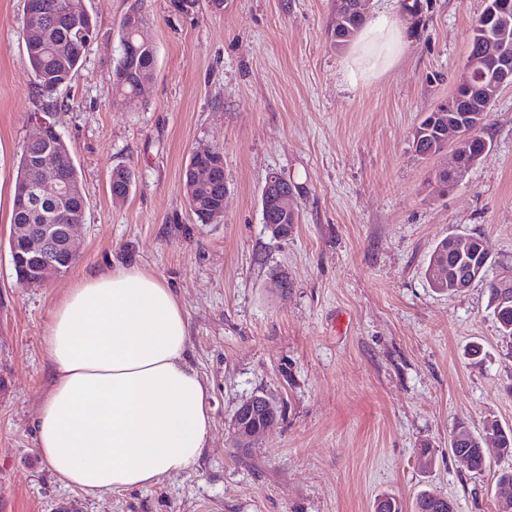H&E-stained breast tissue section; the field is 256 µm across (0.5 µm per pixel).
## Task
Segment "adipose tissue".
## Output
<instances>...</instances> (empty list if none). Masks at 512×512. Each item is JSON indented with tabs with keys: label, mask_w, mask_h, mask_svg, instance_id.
Instances as JSON below:
<instances>
[{
	"label": "adipose tissue",
	"mask_w": 512,
	"mask_h": 512,
	"mask_svg": "<svg viewBox=\"0 0 512 512\" xmlns=\"http://www.w3.org/2000/svg\"><path fill=\"white\" fill-rule=\"evenodd\" d=\"M405 47L398 18L367 17L346 80L377 78ZM188 336L173 288L136 266L86 274L68 290L44 339L51 384L35 419L36 451L60 483L96 496L150 487L197 463L212 416Z\"/></svg>",
	"instance_id": "1"
}]
</instances>
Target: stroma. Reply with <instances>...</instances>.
<instances>
[{"instance_id":"1","label":"stroma","mask_w":512,"mask_h":512,"mask_svg":"<svg viewBox=\"0 0 512 512\" xmlns=\"http://www.w3.org/2000/svg\"><path fill=\"white\" fill-rule=\"evenodd\" d=\"M26 0H0V512H374L391 495L410 512L420 491L456 512H496V474L451 452L457 423L512 428V339L488 307L512 271V87L489 114L485 157L445 190L441 159H418L412 131L448 99L483 0H371L401 19L407 46L356 86L331 35L332 0H86L94 39L68 87L42 96L26 73ZM156 50L150 90L132 105L112 86L118 29L131 7ZM50 114L87 199L79 261L39 288L17 284L8 239L23 145ZM224 157V218L191 214L190 153ZM135 183L114 202L109 175ZM290 179L298 222L288 238L262 222L269 172ZM475 236L484 279L455 293L426 270L442 239ZM137 265L174 288L189 358L210 391L213 424L191 469L158 484L90 497L64 487L36 452L34 420L50 383L43 338L55 304L91 271ZM288 274L272 290V271ZM280 409L248 452L234 447L238 407ZM433 450L422 466L419 450Z\"/></svg>"}]
</instances>
